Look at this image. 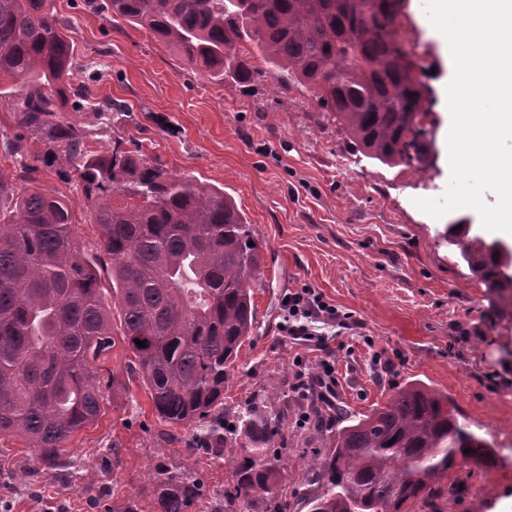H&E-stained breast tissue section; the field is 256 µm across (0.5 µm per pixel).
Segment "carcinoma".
I'll return each instance as SVG.
<instances>
[{
	"label": "carcinoma",
	"instance_id": "cac0c4a2",
	"mask_svg": "<svg viewBox=\"0 0 512 512\" xmlns=\"http://www.w3.org/2000/svg\"><path fill=\"white\" fill-rule=\"evenodd\" d=\"M106 2L223 83L257 84L256 47L271 68L314 93L358 153L425 171L424 84L393 29L402 0ZM72 65L52 0H0V80L16 100L17 125L61 148L100 229L98 252L85 255L69 204L35 177L43 160L22 165L26 184L9 210L0 209V437L21 436L46 467L65 466L68 440L95 423L108 394L125 388L109 367L119 344L133 354L132 373L161 421L205 422L196 447L213 453L229 443L249 449L229 463L224 512H231L271 493L275 471L262 458L277 447L286 417L276 407L224 411L230 367L255 328L261 243L224 189L172 173L139 148L88 152L85 134L61 115L70 99L74 111L83 107L67 82ZM458 224L448 225V245L512 303V250L505 256L497 249L503 242ZM107 266L106 288L99 269ZM108 289L123 326L117 340ZM336 415L341 428L311 461L318 489L300 495L309 512H443L435 500L454 496L455 484H443L450 470L498 463L492 442L425 383L403 386L368 416L340 408ZM147 485L153 512H185L201 497L188 467L152 471Z\"/></svg>",
	"mask_w": 512,
	"mask_h": 512
}]
</instances>
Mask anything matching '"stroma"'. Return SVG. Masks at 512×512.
I'll return each mask as SVG.
<instances>
[{
	"instance_id": "obj_1",
	"label": "stroma",
	"mask_w": 512,
	"mask_h": 512,
	"mask_svg": "<svg viewBox=\"0 0 512 512\" xmlns=\"http://www.w3.org/2000/svg\"><path fill=\"white\" fill-rule=\"evenodd\" d=\"M72 38L70 83L91 103L123 107L120 118L64 107L66 119L98 153L142 148L178 174L224 188L252 225L265 263L253 295L257 323L224 387L236 412L286 394L290 412L271 494L251 498L244 512H308L295 494L310 475L306 457L320 440L298 422L307 399L295 389L294 360L319 351L288 341L280 329L285 293L303 286L353 313L356 324L331 340L338 361L334 406L367 415L405 384L422 381L446 393L472 429L494 441L499 462L486 472L465 465L449 481L463 489L451 512H495L512 496V371L496 388L488 375L512 368V306L460 264L446 231L453 211L434 219L414 198L441 196L449 178L445 86L452 61L431 31L423 0H406L401 38L411 48L428 91L424 121L429 164L417 174L359 154L308 89L255 58L257 90L221 84L192 69L145 28L87 0H53ZM23 135L30 154L47 159L41 184L72 208L83 252L96 253L99 230L76 169L55 157L44 136L19 132L11 98L0 95V181L20 186V160L3 144ZM504 372V371H503ZM192 429L170 428L153 410L143 383L131 380L92 426L68 442L69 468L51 470L28 442L0 438V512H152L150 471L189 466L202 496L187 512H222L230 486L223 456L193 449Z\"/></svg>"
}]
</instances>
